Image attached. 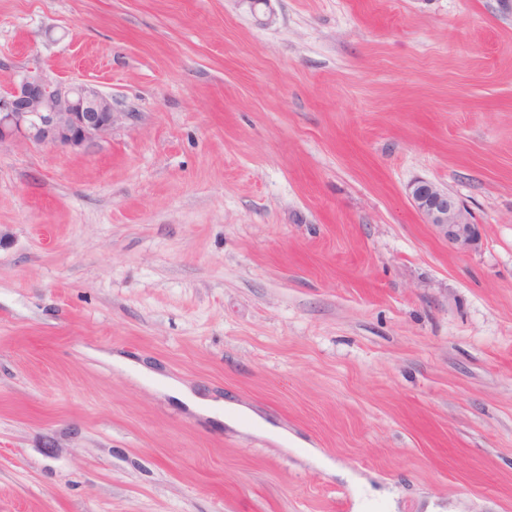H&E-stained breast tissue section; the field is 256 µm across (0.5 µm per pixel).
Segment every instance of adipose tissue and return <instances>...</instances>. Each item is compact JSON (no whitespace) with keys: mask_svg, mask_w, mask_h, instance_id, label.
Returning a JSON list of instances; mask_svg holds the SVG:
<instances>
[{"mask_svg":"<svg viewBox=\"0 0 512 512\" xmlns=\"http://www.w3.org/2000/svg\"><path fill=\"white\" fill-rule=\"evenodd\" d=\"M165 393L179 399L189 410L223 420L228 427L239 431H257L266 434L279 445H294L295 437L281 427L275 426L254 413L246 405L203 397L179 383L169 381L164 385Z\"/></svg>","mask_w":512,"mask_h":512,"instance_id":"1","label":"adipose tissue"}]
</instances>
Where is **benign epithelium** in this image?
<instances>
[{
  "label": "benign epithelium",
  "instance_id": "benign-epithelium-1",
  "mask_svg": "<svg viewBox=\"0 0 512 512\" xmlns=\"http://www.w3.org/2000/svg\"><path fill=\"white\" fill-rule=\"evenodd\" d=\"M112 97L88 83L52 82L39 71L20 76L0 94V144H26L85 150L112 134ZM410 199L426 223L461 250L478 244L476 225L456 200L432 182L410 185Z\"/></svg>",
  "mask_w": 512,
  "mask_h": 512
}]
</instances>
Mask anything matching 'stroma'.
I'll list each match as a JSON object with an SVG mask.
<instances>
[{
    "instance_id": "1",
    "label": "stroma",
    "mask_w": 512,
    "mask_h": 512,
    "mask_svg": "<svg viewBox=\"0 0 512 512\" xmlns=\"http://www.w3.org/2000/svg\"><path fill=\"white\" fill-rule=\"evenodd\" d=\"M30 68L118 116L0 144V512H512L498 0H0V93ZM410 199L426 224L433 225L461 250H470L478 244L476 225L456 200L432 182L419 180L410 185ZM164 384L165 393L179 399L189 410L202 413L208 417H218L228 427L239 431L265 432L267 437L273 439L284 448L294 445L298 440L290 435L288 431L266 421L254 413L246 405L238 402H225V400H212L201 394L194 393L190 389L174 381L164 380L156 375Z\"/></svg>"
}]
</instances>
